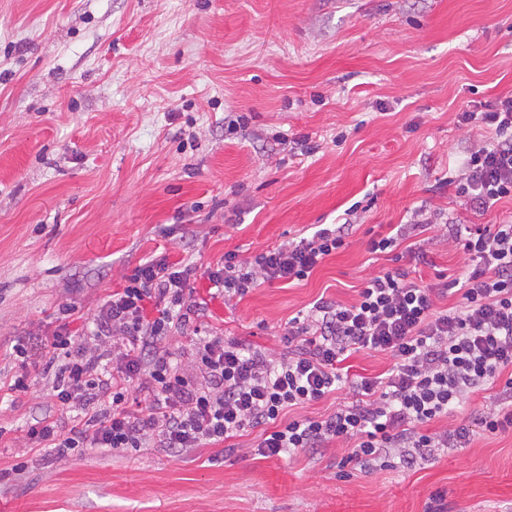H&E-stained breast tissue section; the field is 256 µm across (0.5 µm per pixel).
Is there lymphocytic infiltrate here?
Here are the masks:
<instances>
[{"label": "lymphocytic infiltrate", "mask_w": 512, "mask_h": 512, "mask_svg": "<svg viewBox=\"0 0 512 512\" xmlns=\"http://www.w3.org/2000/svg\"><path fill=\"white\" fill-rule=\"evenodd\" d=\"M456 119L487 134L467 150L457 194L478 211L512 198V95L464 108ZM344 238L337 224L250 259L227 252L201 270L165 256L140 264L101 305L88 335H73L63 323L41 340L42 356L57 365L54 406L73 419L66 429L45 416L28 427V442L62 455L90 448L187 453L256 429L255 455L345 441L349 461L366 467L389 457L411 464L464 447L474 431L512 427V376L503 375L512 367L511 223L457 225L450 243L468 265L441 286L383 270L356 303L319 299L289 321L284 353L225 337L187 293L197 274L228 300L265 283L308 278ZM448 294L460 295V303L438 309L437 298ZM175 329L191 336L183 360L167 345ZM361 350L389 355L391 367L348 380L342 364ZM345 387L353 395L348 404L324 418L302 415ZM490 389L494 401L471 422L429 431L431 422L449 421L471 395ZM134 391L144 396L136 408L129 404Z\"/></svg>", "instance_id": "obj_1"}]
</instances>
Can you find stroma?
<instances>
[{
	"label": "stroma",
	"mask_w": 512,
	"mask_h": 512,
	"mask_svg": "<svg viewBox=\"0 0 512 512\" xmlns=\"http://www.w3.org/2000/svg\"><path fill=\"white\" fill-rule=\"evenodd\" d=\"M512 95V0H0V484L15 512H512V427L408 467L363 472L350 445L260 459L235 450H36L50 376L16 345L58 308L88 322L162 253L196 266L249 258L348 222L305 280L210 297V321L279 343L319 298L354 303L397 266L435 281L466 263L453 224L512 221V199L471 209L449 177L483 136L456 112ZM421 218L396 255L372 236ZM173 234H164L165 226ZM422 244L425 260L411 245Z\"/></svg>",
	"instance_id": "1"
}]
</instances>
